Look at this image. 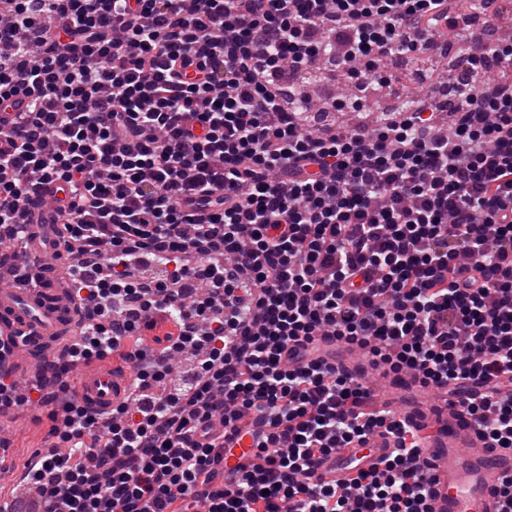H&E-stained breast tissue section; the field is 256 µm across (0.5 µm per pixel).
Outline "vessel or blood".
Instances as JSON below:
<instances>
[{
	"instance_id": "1",
	"label": "vessel or blood",
	"mask_w": 512,
	"mask_h": 512,
	"mask_svg": "<svg viewBox=\"0 0 512 512\" xmlns=\"http://www.w3.org/2000/svg\"><path fill=\"white\" fill-rule=\"evenodd\" d=\"M26 220L23 236L13 242L8 265L0 266V280L12 281L11 287L0 289V341L12 346L10 353L0 356V372L14 376L29 367L31 377L18 384L17 392L35 400L59 394L53 349L77 320L82 305L46 268L59 242L53 212L32 207ZM75 381L81 405L94 412L108 411L127 395L132 373L89 365ZM372 393L425 433L422 446L433 476L431 512H500L496 490L503 477L512 475V449L482 446L466 414L449 406L446 391L421 386L411 376H388ZM368 446L357 469H373L392 443L376 434ZM344 458L340 452L322 461L315 469V482L347 481L355 469Z\"/></svg>"
}]
</instances>
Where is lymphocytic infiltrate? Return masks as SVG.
<instances>
[{
    "label": "lymphocytic infiltrate",
    "instance_id": "f902f5d3",
    "mask_svg": "<svg viewBox=\"0 0 512 512\" xmlns=\"http://www.w3.org/2000/svg\"><path fill=\"white\" fill-rule=\"evenodd\" d=\"M445 29L478 47L452 69V107L426 98L370 130L309 105L332 57L376 91L386 54L434 55ZM491 66L512 69L494 18L448 0H0V228L42 184L70 188L55 259L96 316L67 364L134 365L110 412L73 395L49 411L68 448L34 477L45 498L429 512L418 427L371 409L326 338L446 389L512 448V82L477 83ZM18 94L29 111L12 113ZM248 414L256 465L233 460ZM380 429L393 448L374 469L313 482Z\"/></svg>",
    "mask_w": 512,
    "mask_h": 512
}]
</instances>
